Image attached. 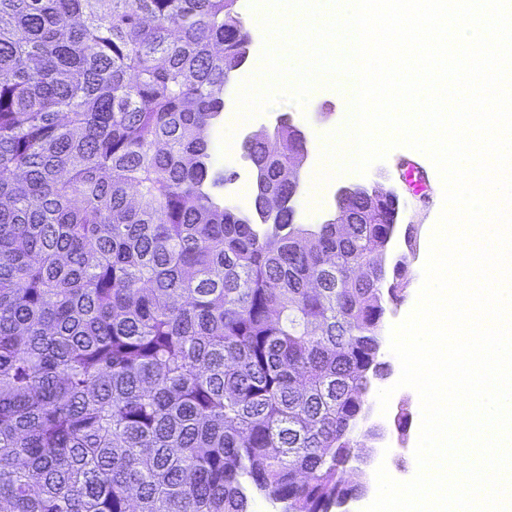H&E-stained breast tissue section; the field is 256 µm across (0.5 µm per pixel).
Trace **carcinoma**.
Masks as SVG:
<instances>
[{
  "mask_svg": "<svg viewBox=\"0 0 512 512\" xmlns=\"http://www.w3.org/2000/svg\"><path fill=\"white\" fill-rule=\"evenodd\" d=\"M249 39L234 0H0V512L359 495L394 203L292 223L286 123L242 146L277 222L213 193Z\"/></svg>",
  "mask_w": 512,
  "mask_h": 512,
  "instance_id": "1",
  "label": "carcinoma"
}]
</instances>
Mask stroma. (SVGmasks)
Wrapping results in <instances>:
<instances>
[{"instance_id":"1","label":"stroma","mask_w":512,"mask_h":512,"mask_svg":"<svg viewBox=\"0 0 512 512\" xmlns=\"http://www.w3.org/2000/svg\"><path fill=\"white\" fill-rule=\"evenodd\" d=\"M347 110L346 101L341 98L333 83H323L315 95L309 98L305 107H297L291 102L280 101L271 105L267 113L269 119L264 123L253 124L246 128L241 125H225L224 143L235 156L234 162L224 164L226 173L235 174L236 179L220 188L219 193L224 197H232L237 190L253 193L254 185L251 176L252 164L244 159L241 149L242 140L252 132H272L273 117L287 114L304 131L309 154L301 169V182H308L317 170L315 152L319 140L325 138L327 132L336 124L338 118ZM417 152L407 147L392 149L387 157L371 165L363 175L343 174L331 181L330 192L325 193L321 202H314L308 190H300L293 201L295 221L303 227L313 228L330 218L336 209L335 189L344 185L360 184L370 189L395 191L399 196V221L393 237L382 255V263L386 270H393L398 260H405L406 271L404 278L408 285L400 303H386L382 320L381 334L389 336L394 324V313L408 315L414 308L419 289L423 282V266L428 255L430 230L443 207V185L438 173H431V191L428 196L420 197L405 191L400 179L399 163L401 158L416 157ZM393 411L408 414L409 423L406 428H399L394 419L381 420L382 438L368 440L371 449L372 462L365 469L367 479H374L378 468L376 462L386 441L403 442V453L392 455L386 469L391 477L399 481L410 480L414 475V450L420 431L421 411L414 393L400 390L392 403Z\"/></svg>"}]
</instances>
